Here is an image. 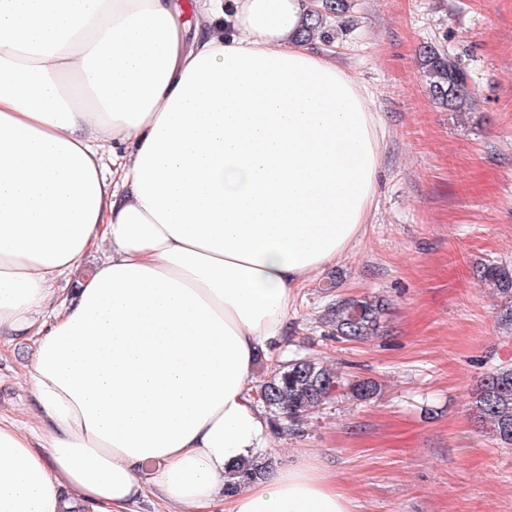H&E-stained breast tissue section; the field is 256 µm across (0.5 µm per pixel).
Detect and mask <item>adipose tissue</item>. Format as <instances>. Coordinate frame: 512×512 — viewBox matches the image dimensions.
<instances>
[{
	"label": "adipose tissue",
	"instance_id": "1",
	"mask_svg": "<svg viewBox=\"0 0 512 512\" xmlns=\"http://www.w3.org/2000/svg\"><path fill=\"white\" fill-rule=\"evenodd\" d=\"M311 7L0 0V336L34 404L0 415V512H351L313 463L224 492L270 440L256 358L377 189L380 119Z\"/></svg>",
	"mask_w": 512,
	"mask_h": 512
}]
</instances>
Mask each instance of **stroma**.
<instances>
[{
  "mask_svg": "<svg viewBox=\"0 0 512 512\" xmlns=\"http://www.w3.org/2000/svg\"><path fill=\"white\" fill-rule=\"evenodd\" d=\"M348 33L318 41L369 94L383 125L376 210L359 242L298 289L273 361L321 360L381 387L349 396L299 429L271 420L258 456L278 467L316 461L352 512H512V446L480 432L471 402L482 376L512 364V326L480 263L512 265V0H352ZM457 59L475 98L459 114L436 104L419 46ZM333 291H325L327 281ZM379 296L388 313L361 342L330 335L325 309ZM24 344L0 346V413L27 419L18 370Z\"/></svg>",
  "mask_w": 512,
  "mask_h": 512,
  "instance_id": "obj_1",
  "label": "stroma"
}]
</instances>
